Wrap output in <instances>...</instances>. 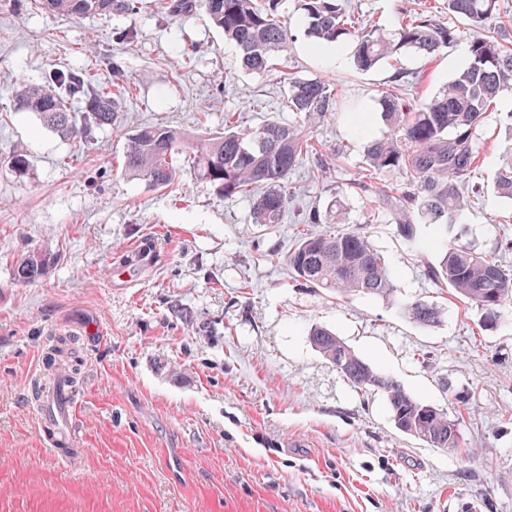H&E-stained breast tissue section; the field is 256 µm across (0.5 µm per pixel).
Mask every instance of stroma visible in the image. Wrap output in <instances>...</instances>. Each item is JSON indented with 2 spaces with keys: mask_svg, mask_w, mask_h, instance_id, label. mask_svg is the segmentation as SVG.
I'll return each instance as SVG.
<instances>
[{
  "mask_svg": "<svg viewBox=\"0 0 512 512\" xmlns=\"http://www.w3.org/2000/svg\"><path fill=\"white\" fill-rule=\"evenodd\" d=\"M157 4L65 19L34 0H0V158L21 143L30 162L25 174L0 166V512H469L473 502L512 512V304L492 318L425 275L451 238L512 265V199L493 188L512 150L502 121L512 93L475 132L482 192L452 231L420 224L408 244L381 220L410 190L406 174L361 179L366 139L386 132L382 94L431 98L465 65L475 32L458 21V42L436 57L407 50L363 72L350 41L307 37L295 0H281L292 48L258 74L241 69L203 12L172 16ZM345 4L386 30L409 11L448 19L446 0ZM128 28L136 38L121 40ZM73 68L129 83L119 131L68 139L18 108V81ZM292 78L334 83L351 110L305 125L286 107ZM231 116L305 125L329 161L320 175L306 164L289 175L282 224L253 223L248 198L224 199L188 170L172 190L124 174L140 124L200 139ZM337 202L385 259L393 296L338 295L289 272L297 236L337 230L307 225L308 213ZM33 250L52 264L18 283L16 258ZM415 301L440 305V320L410 319L404 306ZM88 323L99 344L83 335ZM315 324L459 417L458 448L398 431L384 394L355 391L311 346ZM69 334L81 359L75 459L47 449L28 398L53 337Z\"/></svg>",
  "mask_w": 512,
  "mask_h": 512,
  "instance_id": "stroma-1",
  "label": "stroma"
}]
</instances>
